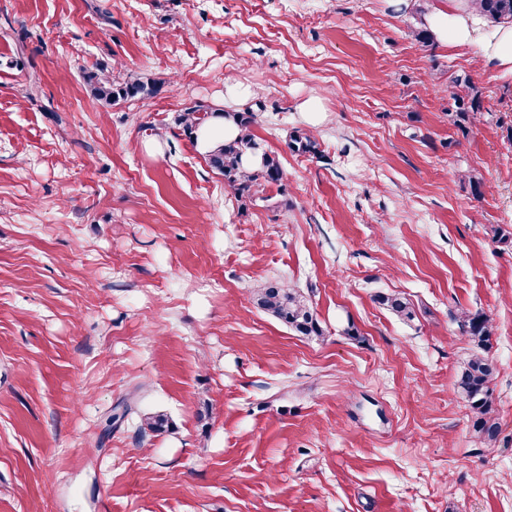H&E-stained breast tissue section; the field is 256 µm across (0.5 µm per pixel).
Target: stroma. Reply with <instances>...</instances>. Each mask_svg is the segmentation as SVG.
<instances>
[{
  "mask_svg": "<svg viewBox=\"0 0 512 512\" xmlns=\"http://www.w3.org/2000/svg\"><path fill=\"white\" fill-rule=\"evenodd\" d=\"M445 2L0 0V512H512V74L411 38ZM90 72L158 92L108 105ZM194 106L254 113L280 183L237 200ZM460 309L493 320L490 444ZM455 87H464L468 89L465 94L452 92L454 109L448 115L453 117V123L462 131L467 130L465 123H472L477 119L478 114L482 112L481 94L472 85L469 79L456 78L453 80ZM257 305L302 336H323L324 329L308 300L295 288L278 281L261 283ZM377 302L384 306L387 310L391 311L401 320L413 319L414 312L410 306V303L400 294L393 293L388 295H379ZM494 374L493 362L483 354H476L462 367L455 384L473 413L475 437L483 443H492L500 432L492 408L490 385Z\"/></svg>",
  "mask_w": 512,
  "mask_h": 512,
  "instance_id": "1",
  "label": "stroma"
}]
</instances>
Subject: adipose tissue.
<instances>
[{
	"label": "adipose tissue",
	"mask_w": 512,
	"mask_h": 512,
	"mask_svg": "<svg viewBox=\"0 0 512 512\" xmlns=\"http://www.w3.org/2000/svg\"><path fill=\"white\" fill-rule=\"evenodd\" d=\"M428 22L443 44L455 47L481 44L491 63L512 73V27L483 30L455 0L431 13Z\"/></svg>",
	"instance_id": "ef3b65f1"
}]
</instances>
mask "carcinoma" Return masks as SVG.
I'll return each instance as SVG.
<instances>
[{
	"label": "carcinoma",
	"instance_id": "obj_1",
	"mask_svg": "<svg viewBox=\"0 0 512 512\" xmlns=\"http://www.w3.org/2000/svg\"><path fill=\"white\" fill-rule=\"evenodd\" d=\"M476 15L494 20L512 23V0H471ZM87 83L95 97L115 101L119 98H135L139 95L151 94L154 89L147 87L138 80H128L115 84L102 81L93 73L87 75ZM453 83L464 87L468 92L452 93L454 109L450 112L453 123L461 130H467L465 123L473 122L482 112L481 94L469 79L456 78ZM222 117L232 121L239 130L238 135L218 145L206 154L207 164L224 176L227 187L238 198L249 197L268 184L277 183L282 179L279 161L262 150L260 144L251 133V125L255 120L252 112H211L200 114L198 109H189L182 113L179 125L184 134L193 139L196 130L206 119ZM288 148L297 153H316V141L309 136L293 135ZM251 156L260 158L254 168L245 167L246 160ZM257 305L272 314L279 321L302 336H322L324 329L318 321L308 300L295 288H290L278 281H267L256 290ZM377 302L402 320L413 319L414 312L406 298L393 293L380 295ZM454 321L459 330L485 348L494 333L492 320L481 312L461 310L454 314ZM495 374L493 362L483 354L473 356L460 370L456 379L459 395L468 403L473 413V431L475 437L483 443H491L497 439L500 426L493 415L491 383Z\"/></svg>",
	"mask_w": 512,
	"mask_h": 512
}]
</instances>
